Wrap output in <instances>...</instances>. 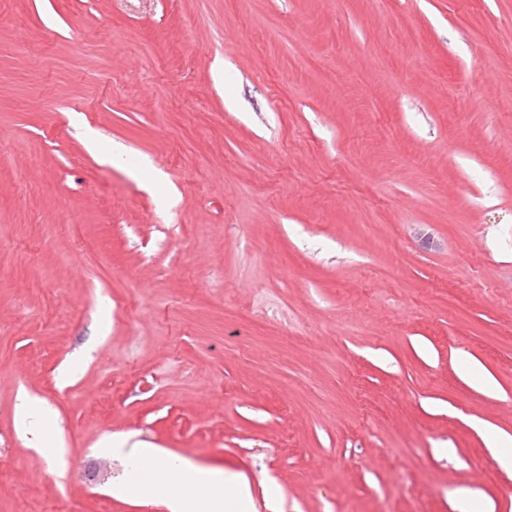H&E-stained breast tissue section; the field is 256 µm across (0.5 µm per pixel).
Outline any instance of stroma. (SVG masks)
Listing matches in <instances>:
<instances>
[{
	"mask_svg": "<svg viewBox=\"0 0 512 512\" xmlns=\"http://www.w3.org/2000/svg\"><path fill=\"white\" fill-rule=\"evenodd\" d=\"M489 424L512 0H0V512H167L124 439L250 512H512ZM51 410L39 400L24 396L16 409V423L18 430L27 434L32 428L49 422Z\"/></svg>",
	"mask_w": 512,
	"mask_h": 512,
	"instance_id": "obj_1",
	"label": "stroma"
}]
</instances>
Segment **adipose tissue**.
Masks as SVG:
<instances>
[{
	"instance_id": "adipose-tissue-1",
	"label": "adipose tissue",
	"mask_w": 512,
	"mask_h": 512,
	"mask_svg": "<svg viewBox=\"0 0 512 512\" xmlns=\"http://www.w3.org/2000/svg\"><path fill=\"white\" fill-rule=\"evenodd\" d=\"M135 486L147 495L165 487L168 512H245L250 486L245 476L198 466L157 450L147 442L136 443L128 454Z\"/></svg>"
}]
</instances>
